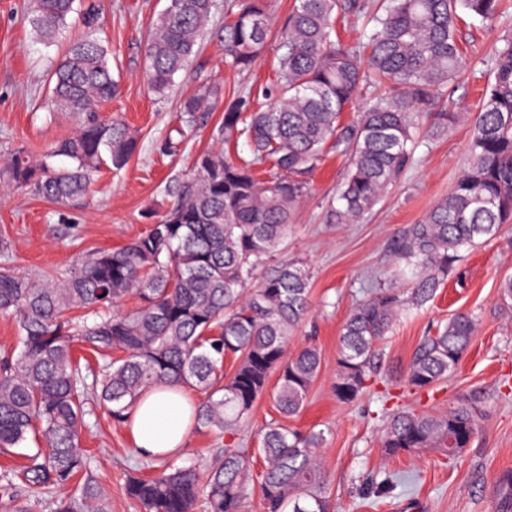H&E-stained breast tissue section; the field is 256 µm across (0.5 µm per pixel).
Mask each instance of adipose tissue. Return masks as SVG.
<instances>
[{
	"label": "adipose tissue",
	"instance_id": "ef3b65f1",
	"mask_svg": "<svg viewBox=\"0 0 512 512\" xmlns=\"http://www.w3.org/2000/svg\"><path fill=\"white\" fill-rule=\"evenodd\" d=\"M188 399L187 389L161 385L138 400L128 427L141 455L166 457L182 448L193 424Z\"/></svg>",
	"mask_w": 512,
	"mask_h": 512
}]
</instances>
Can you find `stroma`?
Segmentation results:
<instances>
[{"label":"stroma","instance_id":"1","mask_svg":"<svg viewBox=\"0 0 512 512\" xmlns=\"http://www.w3.org/2000/svg\"><path fill=\"white\" fill-rule=\"evenodd\" d=\"M93 2L112 51V72L120 81L119 94L101 106L100 114L128 123L137 134V150L124 169L103 170L89 195L64 206L9 186L0 175V239L10 241V264L24 274L65 276L86 252L120 247L147 231L190 178L196 154L212 146L224 101L242 89H270L277 82L278 60L270 49L251 71L237 74L225 66L220 40L224 14L219 11L198 57L168 93L156 95L147 87L144 44L149 23L166 0ZM507 2L494 21L468 18L460 25L466 59L463 73L447 89L450 109L459 115L452 130L424 140L413 166L355 224H336L328 216L345 163L326 154L309 178L286 244L277 254L281 260L304 261L311 272V310L291 344L317 347L320 373L304 410L287 425L323 432L317 454L336 512H497L496 482L512 470V304L504 303L499 292L501 280L512 275V232L461 251L435 298L397 322L362 397L342 403L334 392L339 337L348 313L367 289L408 287L407 278L397 275L390 262L391 242L448 194L466 166L477 102L493 78L502 37L512 34V0ZM27 5L28 0H0V160L18 148L42 158L76 126L68 115L48 111L45 95L51 70L66 44L81 34L82 24L72 20L56 42H42L25 19ZM206 82L220 87V104L207 123L189 131L178 154H162L160 142L179 125L181 98ZM459 312L476 318L469 352L447 381L413 390L404 373L415 352L424 337ZM275 394V388H268L239 431L223 440L191 430L174 463L204 470L220 444L257 447L266 424L279 416ZM462 402L476 409L479 431L458 459L384 455L379 430L386 414L403 407L444 413ZM85 422L82 447L90 457L89 476L105 492L104 512H139L125 492L127 475L142 467L126 425L113 422L95 404ZM384 471L398 484L380 495L376 486Z\"/></svg>","mask_w":512,"mask_h":512}]
</instances>
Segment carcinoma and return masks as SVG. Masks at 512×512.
I'll return each instance as SVG.
<instances>
[{
  "label": "carcinoma",
  "mask_w": 512,
  "mask_h": 512,
  "mask_svg": "<svg viewBox=\"0 0 512 512\" xmlns=\"http://www.w3.org/2000/svg\"><path fill=\"white\" fill-rule=\"evenodd\" d=\"M74 0H31V31L53 42L67 27ZM502 0H295L274 52L278 82L266 108L245 91L224 102L214 140L200 152L191 179L161 220L119 249L87 254L70 273L26 276L9 266L0 241V313L15 316L21 349L0 358V455L20 457L22 482L34 497L74 488L55 512H103L80 444L95 399L123 423L141 395L158 384L186 386L205 400L195 426L216 438L236 431L279 372L276 402L285 417L304 408L320 372L308 344L288 353L310 309V274L298 260L270 259L288 235L293 213L327 151L347 160L331 218L349 223L371 210L414 163L427 135L453 128L457 113L441 101L463 59L459 22L496 18ZM215 0H168L150 22L147 84L159 94L198 56ZM361 21L354 45L336 36L338 13ZM224 63L243 73L270 46L266 0H228L222 29ZM48 107L77 121L76 132L31 161L16 151L9 184L65 205L86 194L104 166L125 167L137 137L118 118L100 117L118 82L112 53L98 30L73 43L52 72ZM219 94L204 84L180 101L194 124ZM355 119L343 114L362 97ZM246 157H231L239 144ZM68 165L58 166L56 158ZM512 224V36L496 51L493 79L480 99L465 171L447 196L392 247L411 287L373 288L345 319L336 398L360 397L375 372L380 345L399 316L423 307L448 278L464 248L499 237ZM266 267L259 285L250 284ZM135 295L139 305L119 308ZM468 313L453 315L423 341L405 378L416 390L448 379L475 333ZM82 344L99 363L74 356ZM233 360L224 372V359ZM479 429L475 409L458 403L442 414L409 408L386 416L380 444L390 456L435 452L459 456ZM323 433L269 423L259 447L224 445L205 484L194 467L164 460L128 478L127 496L141 512H243L254 482L251 460H263L265 512H335L326 472L316 460ZM498 512H512V471L504 474Z\"/></svg>",
  "instance_id": "carcinoma-1"
}]
</instances>
